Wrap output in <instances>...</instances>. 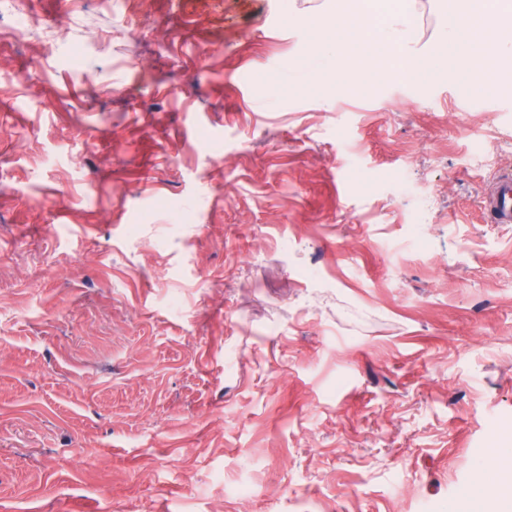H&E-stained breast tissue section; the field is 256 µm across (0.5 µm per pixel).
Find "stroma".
I'll return each mask as SVG.
<instances>
[{
	"label": "stroma",
	"instance_id": "35a3bbf8",
	"mask_svg": "<svg viewBox=\"0 0 512 512\" xmlns=\"http://www.w3.org/2000/svg\"><path fill=\"white\" fill-rule=\"evenodd\" d=\"M347 0H0V512H483L512 449V58ZM389 6L384 16L385 22H390L384 36L388 42L384 45L392 46L391 51L394 55L401 54L403 44L412 38V17L415 14L413 5L415 0H392L388 1ZM336 51L345 47L346 53L340 57L339 73H351L357 68L354 47L369 42L375 32L368 14L347 13L336 17ZM348 34H351L349 37ZM392 65L388 66L387 74L392 77L413 76L424 73L429 66L426 58L405 54L399 63L390 58ZM490 212L497 224H512V174L503 175L490 195Z\"/></svg>",
	"mask_w": 512,
	"mask_h": 512
}]
</instances>
